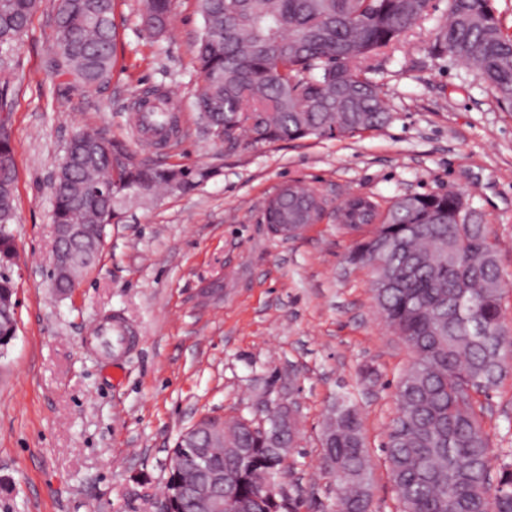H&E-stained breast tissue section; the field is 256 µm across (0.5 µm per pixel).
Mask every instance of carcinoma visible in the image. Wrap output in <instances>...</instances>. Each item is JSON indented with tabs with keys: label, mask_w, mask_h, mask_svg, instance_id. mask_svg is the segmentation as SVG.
I'll use <instances>...</instances> for the list:
<instances>
[{
	"label": "carcinoma",
	"mask_w": 512,
	"mask_h": 512,
	"mask_svg": "<svg viewBox=\"0 0 512 512\" xmlns=\"http://www.w3.org/2000/svg\"><path fill=\"white\" fill-rule=\"evenodd\" d=\"M491 0H448L433 49L475 69L498 101L512 107V35ZM431 0H198L204 26L195 44L202 85L194 108L206 127L238 144L338 137L376 129L391 119L379 87L365 76L364 61L394 48L429 15ZM40 0H0V48L27 32ZM172 0H144L142 22L165 32ZM54 60L75 87L108 82L115 62V0H57ZM10 80L0 78V150L13 153ZM154 105L140 125L174 134L169 97L156 90L139 103ZM67 152L71 169L55 179L52 223L110 224L122 203L143 187L187 193L210 176L135 159L129 146L80 128ZM16 168L0 183V223L16 218ZM305 210L304 224L320 220L322 199L289 184ZM352 231L379 221L361 238L351 261L369 267L373 294L386 324L413 353L395 387L397 415L384 453L401 512H512V453L494 459L471 392L488 394L512 356V330L502 299L503 279L488 225L471 220L459 192L412 195L384 208L356 196L342 209ZM96 244L75 248L67 289L97 259ZM287 407L268 410L276 425L262 433L242 417L224 424L225 442L242 449L211 452L215 465L236 475L228 512H281L270 486L287 449L296 445L298 422ZM322 462L336 474V512H371V461L352 397L336 399L322 433Z\"/></svg>",
	"instance_id": "cac0c4a2"
}]
</instances>
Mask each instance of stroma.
I'll list each match as a JSON object with an SVG mask.
<instances>
[{"instance_id": "stroma-1", "label": "stroma", "mask_w": 512, "mask_h": 512, "mask_svg": "<svg viewBox=\"0 0 512 512\" xmlns=\"http://www.w3.org/2000/svg\"><path fill=\"white\" fill-rule=\"evenodd\" d=\"M56 0H41L6 54L12 75L17 332L0 351V512H160L165 462L180 433L204 416L254 413L260 395L297 402L300 438L279 484L297 512H332L337 485L324 469L321 431L336 396L362 418L376 512H396L383 444L412 354L381 319L372 275L352 263L357 239L336 208L349 195L381 205L457 191L486 224L512 281V112L475 70L435 52L430 16L365 63L392 119L352 137L235 148L215 142L193 108L202 83L193 57L197 0H173L166 32L149 37L142 0H116L119 45L101 86L73 88L50 66ZM173 100L180 132L146 143L129 116L153 88ZM82 126L126 142L138 159L202 165L186 194L124 202L98 262L67 295L51 286L52 174ZM295 182L327 201L296 238L272 237L267 199ZM121 317L137 342L106 353L92 333ZM483 405L493 450L512 448V358Z\"/></svg>"}]
</instances>
